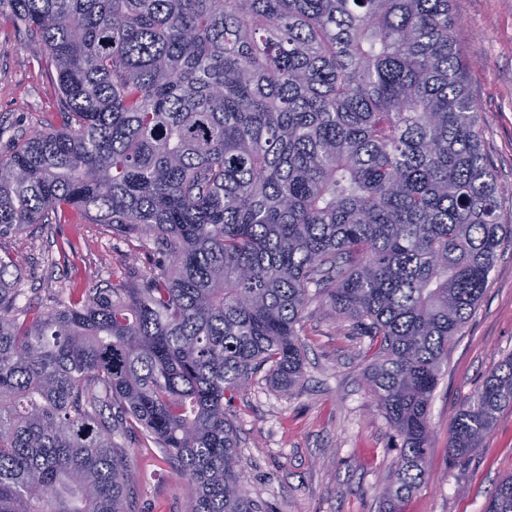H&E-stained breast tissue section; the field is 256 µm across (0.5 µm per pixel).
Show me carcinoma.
Segmentation results:
<instances>
[{
	"mask_svg": "<svg viewBox=\"0 0 512 512\" xmlns=\"http://www.w3.org/2000/svg\"><path fill=\"white\" fill-rule=\"evenodd\" d=\"M0 19L58 88V125L0 156V237L73 209L168 257L45 310L0 258V512H132L133 427L195 486L190 512H264L224 399L264 366L299 383L312 303L372 353L402 512L448 345L512 239L450 0H0ZM508 406L512 356L450 455ZM486 512H512L511 475Z\"/></svg>",
	"mask_w": 512,
	"mask_h": 512,
	"instance_id": "obj_1",
	"label": "carcinoma"
}]
</instances>
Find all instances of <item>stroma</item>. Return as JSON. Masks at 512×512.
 <instances>
[{
	"mask_svg": "<svg viewBox=\"0 0 512 512\" xmlns=\"http://www.w3.org/2000/svg\"><path fill=\"white\" fill-rule=\"evenodd\" d=\"M451 19L469 90L478 103L485 151L504 188L503 216L512 217V0H453ZM54 69L44 47L24 27L0 25V155L16 139L55 120ZM78 239L79 252L56 262L60 245ZM19 256L24 301L48 304L71 282L107 288L127 266L161 258L151 242L113 237L101 224H35L0 237V256ZM303 378L289 392L260 372L225 408L242 450L241 476L252 497L272 512H382L381 488L401 442L365 383L368 360L358 337L318 304L304 314ZM512 354V242L504 243L489 285L460 336L430 404L427 473L404 512H482L512 473V407L503 410L481 448L457 462L448 428L486 375ZM118 443L130 453L133 512H186L189 482L178 476L158 444L137 431Z\"/></svg>",
	"mask_w": 512,
	"mask_h": 512,
	"instance_id": "35a3bbf8",
	"label": "stroma"
}]
</instances>
